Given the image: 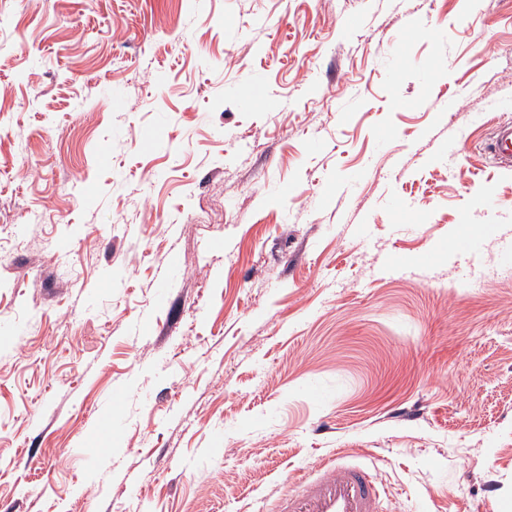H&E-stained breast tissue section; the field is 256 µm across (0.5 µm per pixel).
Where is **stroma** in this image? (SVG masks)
<instances>
[{
	"label": "stroma",
	"mask_w": 512,
	"mask_h": 512,
	"mask_svg": "<svg viewBox=\"0 0 512 512\" xmlns=\"http://www.w3.org/2000/svg\"><path fill=\"white\" fill-rule=\"evenodd\" d=\"M505 121L512 0H0V512H512ZM384 494L371 468L339 455L319 465L312 479L290 487L276 512H383Z\"/></svg>",
	"instance_id": "35a3bbf8"
}]
</instances>
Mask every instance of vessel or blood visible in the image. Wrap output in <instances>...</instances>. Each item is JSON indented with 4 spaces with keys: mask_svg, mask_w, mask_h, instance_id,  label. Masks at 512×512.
Instances as JSON below:
<instances>
[{
    "mask_svg": "<svg viewBox=\"0 0 512 512\" xmlns=\"http://www.w3.org/2000/svg\"><path fill=\"white\" fill-rule=\"evenodd\" d=\"M384 494L371 468L340 455L319 465L313 478L289 488L278 512H383Z\"/></svg>",
    "mask_w": 512,
    "mask_h": 512,
    "instance_id": "vessel-or-blood-1",
    "label": "vessel or blood"
}]
</instances>
